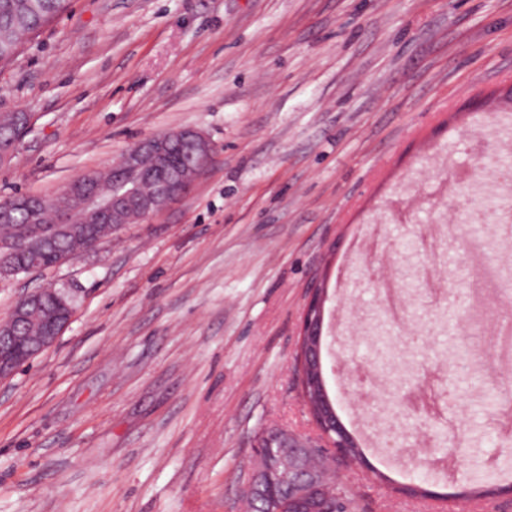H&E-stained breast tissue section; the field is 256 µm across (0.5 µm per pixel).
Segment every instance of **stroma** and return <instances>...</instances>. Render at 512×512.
<instances>
[{
	"label": "stroma",
	"instance_id": "stroma-1",
	"mask_svg": "<svg viewBox=\"0 0 512 512\" xmlns=\"http://www.w3.org/2000/svg\"><path fill=\"white\" fill-rule=\"evenodd\" d=\"M511 92L512 0H70L0 63V112L30 118L0 199L54 198L181 127L216 150L164 212L0 281V320L42 288L74 300L0 381V512H245L267 432L322 443L297 366L316 278L325 388L364 457L334 464L355 512H512V366L488 357L512 318V242L462 210L512 213ZM445 221L434 297L412 227ZM369 266L398 278L405 324ZM420 369L458 441L404 411ZM477 474L495 496L467 497ZM421 482L432 497L403 493Z\"/></svg>",
	"mask_w": 512,
	"mask_h": 512
}]
</instances>
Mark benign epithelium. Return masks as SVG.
Returning a JSON list of instances; mask_svg holds the SVG:
<instances>
[{"label":"benign epithelium","mask_w":512,"mask_h":512,"mask_svg":"<svg viewBox=\"0 0 512 512\" xmlns=\"http://www.w3.org/2000/svg\"><path fill=\"white\" fill-rule=\"evenodd\" d=\"M181 141L191 151L202 156H211L215 150L210 138L201 130L185 127L160 136L144 139L126 152L120 161L112 166V191L98 190L94 175L87 174L71 187L72 194L79 200L85 217L94 224H115L124 219L131 211H138L141 218L165 210L174 200L185 195L195 184L201 169L193 166L176 168L173 166L168 143ZM149 152L156 158L155 169L145 175L140 170V154ZM149 177L154 181L153 191L149 195L140 193V181ZM43 199L31 195H18L7 204L0 205V223L12 219L17 210L26 211L34 216L42 207ZM84 234V249L88 250L100 243V238L91 227L73 223L67 215L57 218L50 228L34 225L29 250L36 254L50 248L65 236ZM14 245L0 243V279H8L19 273H29L35 267L17 266L7 260ZM50 299L51 312L43 321L41 336L33 341L18 339L8 349L0 347V379L9 377L25 362L37 356L51 346L73 315L71 299L61 291L42 289L21 296L13 305L6 320L0 322V335L14 336L19 326L26 323L31 315L43 308L44 299ZM322 291L312 290L304 311L300 332L302 340V384L324 389L320 372L322 335ZM321 438L329 447L341 454L351 447L352 437L334 416L328 420L315 418ZM313 447L286 431L275 430L268 433L258 448L256 466L246 488L249 501L267 502L265 512H295L304 508V512H328L326 503V479L323 472L310 462ZM284 487L288 490V504L281 503L271 488Z\"/></svg>","instance_id":"7a95c632"}]
</instances>
